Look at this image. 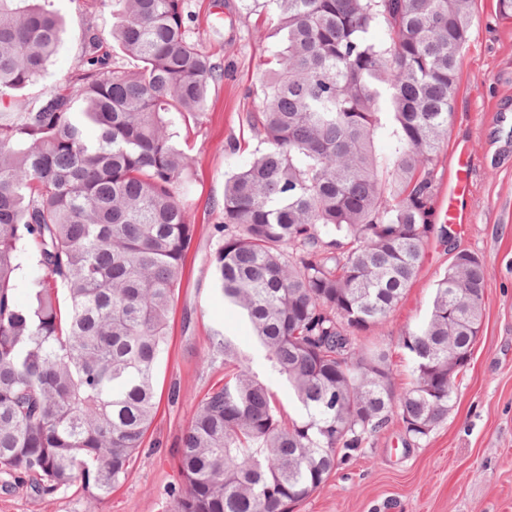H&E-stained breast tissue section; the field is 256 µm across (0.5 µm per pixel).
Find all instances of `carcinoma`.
Segmentation results:
<instances>
[{"mask_svg":"<svg viewBox=\"0 0 512 512\" xmlns=\"http://www.w3.org/2000/svg\"><path fill=\"white\" fill-rule=\"evenodd\" d=\"M285 51L246 114L263 145L224 184L213 262L224 301L288 383L285 416L229 336L224 366L178 449L173 512H291L398 414L427 436L454 384L431 372L472 353L484 261L452 258L427 322L365 345L434 237L460 58L475 0H273ZM112 61L89 28L65 85L17 100L56 54L50 0H0V473L98 502L126 480L158 410L155 376L195 233L179 199L194 165L177 142L221 64L191 36L185 0H116ZM384 139L388 156L376 143ZM43 275L18 301L22 272Z\"/></svg>","mask_w":512,"mask_h":512,"instance_id":"obj_1","label":"carcinoma"}]
</instances>
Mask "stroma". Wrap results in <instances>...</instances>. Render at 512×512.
I'll return each mask as SVG.
<instances>
[{
    "label": "stroma",
    "mask_w": 512,
    "mask_h": 512,
    "mask_svg": "<svg viewBox=\"0 0 512 512\" xmlns=\"http://www.w3.org/2000/svg\"><path fill=\"white\" fill-rule=\"evenodd\" d=\"M53 7L67 34L36 85L40 92L58 88L74 69L86 29L104 40L112 31L111 5L53 0ZM186 9L194 40L223 65L224 79L212 86L201 123L181 139L195 159L180 196L196 232L157 373L159 390L175 383L180 396L161 401L130 476L100 503H91L79 482L41 495L28 478L0 474V512H171L181 438L200 398L224 376L204 363L214 336H231L255 367L264 365L248 325L224 302L213 257L222 241L224 182L259 147L245 116L262 97L266 61L281 48L271 22L275 6L186 0ZM475 13L448 131L449 141L469 146L472 221L455 231L453 243L430 245L411 288L370 337L390 346L394 381L408 386L414 362L398 338L426 320L455 244L485 262L480 337L456 378L447 417L426 437L407 440L401 420L392 419L293 512H512V20L499 16L496 0H476ZM232 141L239 152L229 151Z\"/></svg>",
    "instance_id": "obj_1"
}]
</instances>
